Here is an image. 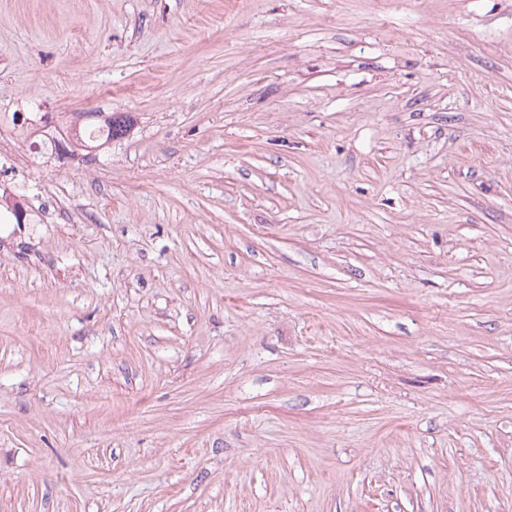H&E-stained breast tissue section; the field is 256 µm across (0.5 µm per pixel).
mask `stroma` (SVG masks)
I'll return each mask as SVG.
<instances>
[{"instance_id": "1", "label": "stroma", "mask_w": 512, "mask_h": 512, "mask_svg": "<svg viewBox=\"0 0 512 512\" xmlns=\"http://www.w3.org/2000/svg\"><path fill=\"white\" fill-rule=\"evenodd\" d=\"M0 512H512V0H0ZM17 114H18L17 112H13L12 113V115H11V122H12V124L14 126H19L20 127V134L25 136L26 138H30L31 136H36L30 142V147H32L35 142L40 143V144L48 143L50 145V147H51L50 148V154H52L53 151L56 150V145H55V143H53L51 141V139L49 138V136H47V134L50 135V136H55V135L53 133H50L49 131H45L44 133H41V128H42L43 124H41V125L40 124L39 125H30V126L18 125L17 122H16V115ZM25 119H26L25 113H19L18 114V120H19L20 123H23L25 121ZM84 118L86 121L83 126L74 124L78 131L71 143L67 144L71 156H75L74 148L89 155L92 150L112 143V139L126 134L129 127L127 116L122 114L98 115L95 112H87Z\"/></svg>"}]
</instances>
